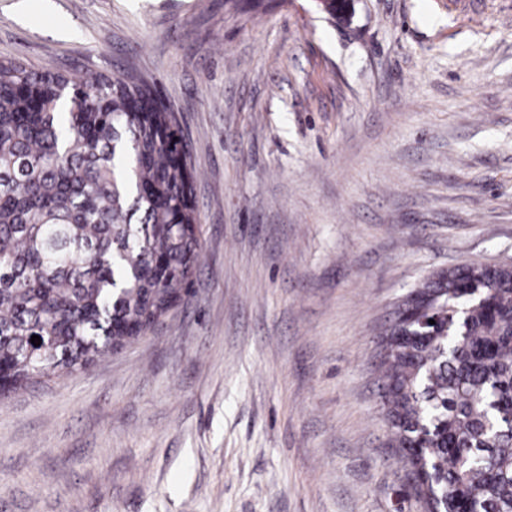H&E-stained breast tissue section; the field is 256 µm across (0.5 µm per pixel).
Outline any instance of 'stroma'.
Wrapping results in <instances>:
<instances>
[{"label": "stroma", "mask_w": 512, "mask_h": 512, "mask_svg": "<svg viewBox=\"0 0 512 512\" xmlns=\"http://www.w3.org/2000/svg\"><path fill=\"white\" fill-rule=\"evenodd\" d=\"M138 74L197 177L189 296L0 400V512H424L382 336L512 262V0H0V60Z\"/></svg>", "instance_id": "obj_1"}]
</instances>
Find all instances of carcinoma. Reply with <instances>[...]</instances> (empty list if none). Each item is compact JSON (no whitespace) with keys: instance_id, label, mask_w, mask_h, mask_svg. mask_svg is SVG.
<instances>
[{"instance_id":"1","label":"carcinoma","mask_w":512,"mask_h":512,"mask_svg":"<svg viewBox=\"0 0 512 512\" xmlns=\"http://www.w3.org/2000/svg\"><path fill=\"white\" fill-rule=\"evenodd\" d=\"M176 125L143 78L0 60L9 391L88 368L183 300L200 244ZM416 293L383 337L381 364L408 492L425 512H512V274L473 262Z\"/></svg>"}]
</instances>
